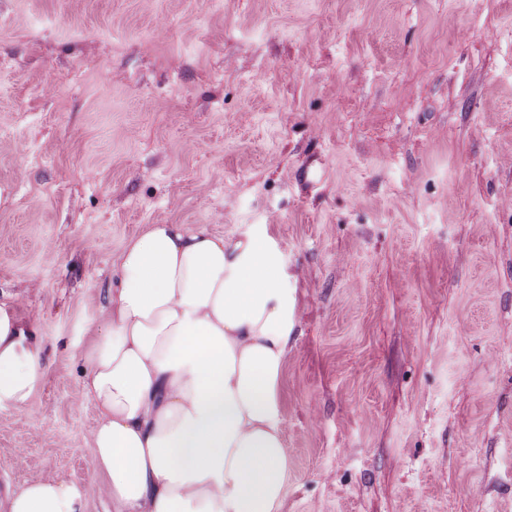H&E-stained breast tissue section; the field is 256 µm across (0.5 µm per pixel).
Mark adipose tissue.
I'll return each instance as SVG.
<instances>
[{"instance_id":"adipose-tissue-1","label":"adipose tissue","mask_w":512,"mask_h":512,"mask_svg":"<svg viewBox=\"0 0 512 512\" xmlns=\"http://www.w3.org/2000/svg\"><path fill=\"white\" fill-rule=\"evenodd\" d=\"M109 336L85 350L80 395L112 512H281L288 428L279 379L294 301L261 239L150 224L114 264ZM40 344L0 303V409L28 406ZM8 512H89L75 485L36 478Z\"/></svg>"}]
</instances>
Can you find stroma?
<instances>
[{
	"label": "stroma",
	"mask_w": 512,
	"mask_h": 512,
	"mask_svg": "<svg viewBox=\"0 0 512 512\" xmlns=\"http://www.w3.org/2000/svg\"><path fill=\"white\" fill-rule=\"evenodd\" d=\"M149 224L288 270L282 512H512V0H0V301L48 369L0 512H108L84 349ZM75 485L65 480L35 478L9 501L8 512H89Z\"/></svg>",
	"instance_id": "35a3bbf8"
}]
</instances>
